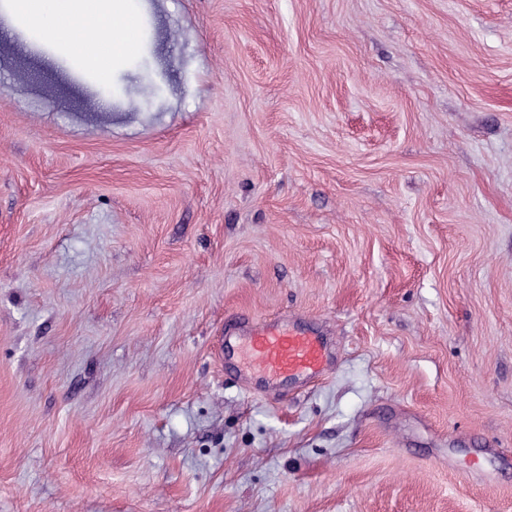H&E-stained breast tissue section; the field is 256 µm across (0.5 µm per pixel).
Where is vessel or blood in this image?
Instances as JSON below:
<instances>
[{
	"instance_id": "vessel-or-blood-1",
	"label": "vessel or blood",
	"mask_w": 512,
	"mask_h": 512,
	"mask_svg": "<svg viewBox=\"0 0 512 512\" xmlns=\"http://www.w3.org/2000/svg\"><path fill=\"white\" fill-rule=\"evenodd\" d=\"M221 348L245 347L251 367L246 377L304 382L324 376L336 364L333 342L313 324L295 316L255 319L242 314L231 320Z\"/></svg>"
}]
</instances>
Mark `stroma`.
<instances>
[{
	"instance_id": "obj_1",
	"label": "stroma",
	"mask_w": 512,
	"mask_h": 512,
	"mask_svg": "<svg viewBox=\"0 0 512 512\" xmlns=\"http://www.w3.org/2000/svg\"><path fill=\"white\" fill-rule=\"evenodd\" d=\"M137 7L101 80L0 0V512H512V0ZM232 331L221 336L219 356L233 345L246 347L251 368L244 375L252 385L256 374L268 380L304 382L324 376L336 365L333 342L321 330L295 316L254 319L233 316Z\"/></svg>"
}]
</instances>
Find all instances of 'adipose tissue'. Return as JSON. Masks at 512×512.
<instances>
[{
    "mask_svg": "<svg viewBox=\"0 0 512 512\" xmlns=\"http://www.w3.org/2000/svg\"><path fill=\"white\" fill-rule=\"evenodd\" d=\"M20 25L36 27L62 58L97 76L136 56L142 19L133 0H12Z\"/></svg>",
    "mask_w": 512,
    "mask_h": 512,
    "instance_id": "obj_1",
    "label": "adipose tissue"
}]
</instances>
